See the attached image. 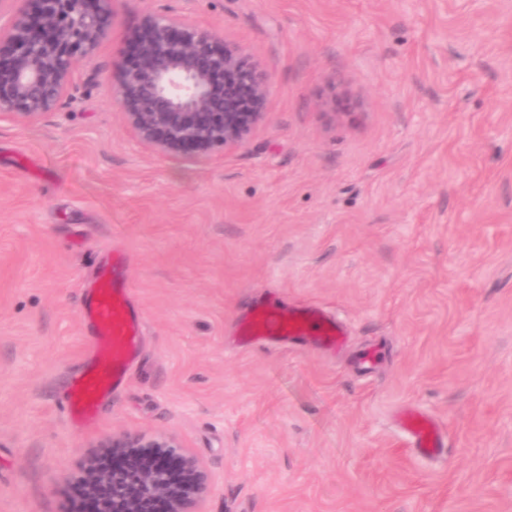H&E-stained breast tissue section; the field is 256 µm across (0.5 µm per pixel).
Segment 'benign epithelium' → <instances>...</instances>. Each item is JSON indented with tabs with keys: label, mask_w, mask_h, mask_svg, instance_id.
<instances>
[{
	"label": "benign epithelium",
	"mask_w": 512,
	"mask_h": 512,
	"mask_svg": "<svg viewBox=\"0 0 512 512\" xmlns=\"http://www.w3.org/2000/svg\"><path fill=\"white\" fill-rule=\"evenodd\" d=\"M0 24V117L32 123L67 94L74 53L91 58L113 32L116 0H20ZM268 78L233 42L186 15L146 14L116 69L113 100L159 154L243 144L264 116ZM81 481L88 512H204L208 468L178 437L121 432L100 444Z\"/></svg>",
	"instance_id": "benign-epithelium-1"
}]
</instances>
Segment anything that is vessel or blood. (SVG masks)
<instances>
[{
	"mask_svg": "<svg viewBox=\"0 0 512 512\" xmlns=\"http://www.w3.org/2000/svg\"><path fill=\"white\" fill-rule=\"evenodd\" d=\"M123 268V257L115 256L111 267L99 272L85 301L84 319L92 326L94 338L88 345L86 366L69 388V401L88 425L94 422L99 404L125 383L140 352L144 323L131 305ZM247 321L256 335L285 343L309 337L315 344L331 347L344 339L339 324L309 307L283 314L260 304ZM402 425L418 452L441 455L444 437L432 419L409 412L403 416Z\"/></svg>",
	"mask_w": 512,
	"mask_h": 512,
	"instance_id": "1",
	"label": "vessel or blood"
}]
</instances>
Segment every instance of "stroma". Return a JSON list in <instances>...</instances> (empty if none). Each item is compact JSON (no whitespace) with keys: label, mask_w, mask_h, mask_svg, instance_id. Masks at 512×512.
<instances>
[{"label":"stroma","mask_w":512,"mask_h":512,"mask_svg":"<svg viewBox=\"0 0 512 512\" xmlns=\"http://www.w3.org/2000/svg\"><path fill=\"white\" fill-rule=\"evenodd\" d=\"M115 10L54 110L0 119V512H76L120 431L181 439L206 512H512V0ZM149 12L263 66L241 146L160 155L127 128L113 71ZM117 249L141 354L81 426L83 298ZM260 300L318 307L345 346L232 345ZM407 409L442 456L411 448ZM402 425L409 432L414 448L428 456H440L444 437L440 427L429 417L418 412H407L402 417Z\"/></svg>","instance_id":"35a3bbf8"}]
</instances>
